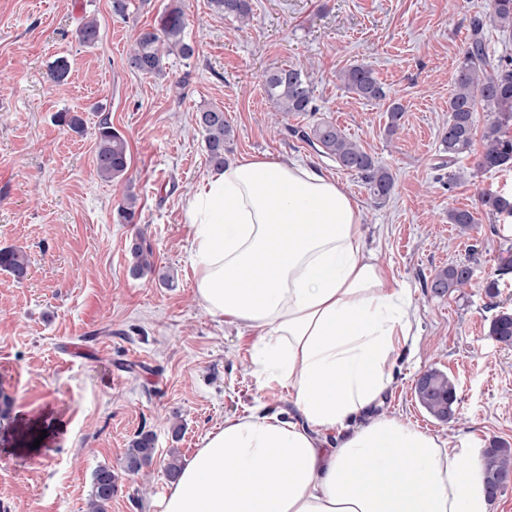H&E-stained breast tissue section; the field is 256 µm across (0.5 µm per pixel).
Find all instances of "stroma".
Here are the masks:
<instances>
[{
	"label": "stroma",
	"instance_id": "35a3bbf8",
	"mask_svg": "<svg viewBox=\"0 0 512 512\" xmlns=\"http://www.w3.org/2000/svg\"><path fill=\"white\" fill-rule=\"evenodd\" d=\"M0 0V249H22L26 280L0 269V512H85L92 476L110 466L109 512H160L171 481L170 451L190 457L226 418L265 406L291 412L285 391L259 387L252 342L217 322L195 296L188 260L186 198L212 169L196 123L223 109L233 129L225 157L286 158L321 170L361 203L366 242L395 276L417 313L416 347L395 370L382 413L481 453L512 445V347L486 334L512 311V216L482 206V192L512 196V169H476L482 140L441 166L453 73L474 19L491 0H250L248 25L216 13L209 0H184L195 54L169 57L167 73L146 77L126 56L140 30L154 26L168 0ZM96 17L102 40L77 37ZM66 58L70 73L50 72ZM350 64L371 67L386 99L344 89ZM303 70L317 112L273 128L262 86L266 71ZM403 116L390 128L388 107ZM78 113L83 133L59 121ZM108 120L125 137V180L95 175V130ZM336 123L394 177L384 203L354 174L291 134V127ZM141 220L120 224L126 193ZM453 208L474 211L463 231ZM145 232L154 270L129 272V245ZM474 270L463 293L436 296L434 274ZM498 283L497 296L485 291ZM457 385L447 422L418 403L414 385L430 369ZM153 432L156 455L140 473L124 467L139 431Z\"/></svg>",
	"mask_w": 512,
	"mask_h": 512
}]
</instances>
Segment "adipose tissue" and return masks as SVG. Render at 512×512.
I'll list each match as a JSON object with an SVG mask.
<instances>
[{"mask_svg":"<svg viewBox=\"0 0 512 512\" xmlns=\"http://www.w3.org/2000/svg\"><path fill=\"white\" fill-rule=\"evenodd\" d=\"M194 291L254 336L252 371L294 417L256 408L207 434L161 512H490L478 460L378 413L416 321L333 178L249 156L185 205Z\"/></svg>","mask_w":512,"mask_h":512,"instance_id":"adipose-tissue-1","label":"adipose tissue"}]
</instances>
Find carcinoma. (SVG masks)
<instances>
[{
	"label": "carcinoma",
	"mask_w": 512,
	"mask_h": 512,
	"mask_svg": "<svg viewBox=\"0 0 512 512\" xmlns=\"http://www.w3.org/2000/svg\"><path fill=\"white\" fill-rule=\"evenodd\" d=\"M217 13L231 15L242 21L250 18L249 0H211ZM491 21L499 27H512V0H492ZM186 14L181 3L165 9L157 24L141 30L128 53V66L149 77L166 74V59L174 55L188 60L195 54V47L185 39ZM79 40L86 46H96L102 39L96 19L90 18L77 30ZM344 88L358 97L368 100L385 98L383 86L373 70L365 65H350L340 73ZM263 89L267 99L283 120L317 111L313 91L305 74L295 67H281L264 75ZM483 104L495 118L485 125L483 150L476 167L480 171L512 168V136L502 132L503 126L512 120V57L495 56L486 48L484 23L476 19L472 23L468 46L463 60L458 64L452 79L448 97V129L442 136L443 153L448 161L469 151L477 131V104ZM197 125L205 134L209 162L224 167V145L232 137V129L224 119V111L209 107L197 114ZM303 140L313 145L320 155L336 162L343 171L362 178L371 196L385 200L393 187V175L381 167L359 145L351 141L335 123L321 121L310 127L295 130ZM96 175L108 182L125 178L130 167V155L124 136L111 123H99L96 133ZM484 206L496 214H512V198L500 194H486ZM140 216L137 197L125 194L117 209L121 224H136ZM448 222L462 230L476 223L472 211L454 208L448 211ZM130 273L142 277L153 268V249L142 233L130 245ZM0 268L8 271L16 280L28 276L29 259L18 249L0 250ZM473 270L467 265L450 266L437 271L431 280L436 294L461 291L472 286ZM487 336L506 347L512 346V311H501L489 322ZM414 393L419 404L434 418L447 421L456 411L457 387L444 372L431 369L417 380ZM155 437L151 432L140 431L128 450L125 469L140 472L155 456ZM483 474L504 483L512 476V447L495 441L481 457ZM112 469L101 467L93 475L92 490L86 512H108L112 501Z\"/></svg>",
	"instance_id": "carcinoma-1"
}]
</instances>
